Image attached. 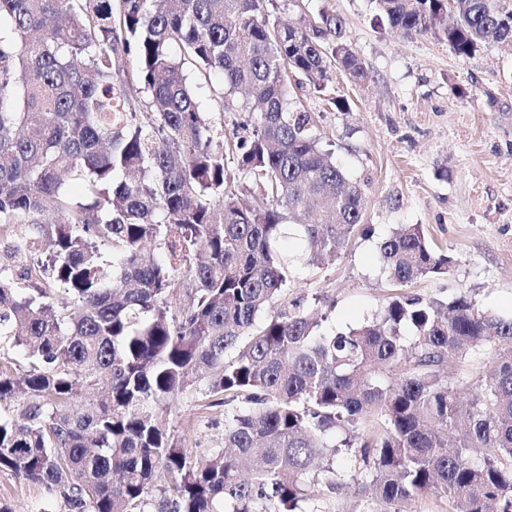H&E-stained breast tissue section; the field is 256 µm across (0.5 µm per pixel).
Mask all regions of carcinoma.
I'll return each instance as SVG.
<instances>
[{"label":"carcinoma","instance_id":"cac0c4a2","mask_svg":"<svg viewBox=\"0 0 512 512\" xmlns=\"http://www.w3.org/2000/svg\"><path fill=\"white\" fill-rule=\"evenodd\" d=\"M372 2L375 22L460 56L512 47V0ZM2 21L0 251L44 259L20 273L27 288L0 263V340L28 351L22 375L0 372V403L35 399L0 416V469L68 512H322L349 455L365 476L353 512H402L429 489L448 512H512V316L469 289L410 290L455 265L422 225L379 243L402 292L375 318L336 331L299 304L268 314L297 270L373 235L363 187L288 98L300 75L339 108L331 67L368 77L339 15L281 26L264 0H0ZM190 68L221 77L222 109L239 92L259 108L232 167ZM238 172L260 190L249 205ZM479 347L488 373L444 375ZM194 394L224 406V446L203 464L165 414Z\"/></svg>","mask_w":512,"mask_h":512}]
</instances>
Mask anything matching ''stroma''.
Wrapping results in <instances>:
<instances>
[{
	"label": "stroma",
	"instance_id": "obj_1",
	"mask_svg": "<svg viewBox=\"0 0 512 512\" xmlns=\"http://www.w3.org/2000/svg\"><path fill=\"white\" fill-rule=\"evenodd\" d=\"M344 21V42L370 73L358 83L331 69L330 84L345 105L327 106L311 88L292 89L330 149L368 200L370 239L351 237L335 259L302 273L275 304L320 312L328 323L353 326L375 315L395 287L379 271L377 246L393 227L420 224L457 259L450 274L415 290L449 299L472 289L487 308L512 316V49L482 46L454 54L442 38L416 39L377 24L372 0H275L282 23L320 12ZM170 426L199 458L224 441V408L196 394L169 407ZM0 502L12 512H64L37 483L0 471Z\"/></svg>",
	"mask_w": 512,
	"mask_h": 512
}]
</instances>
